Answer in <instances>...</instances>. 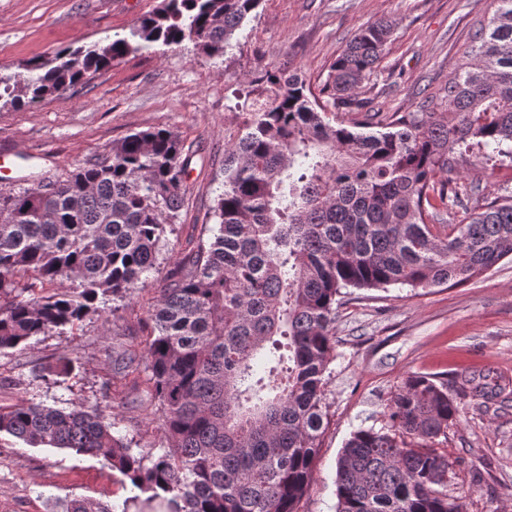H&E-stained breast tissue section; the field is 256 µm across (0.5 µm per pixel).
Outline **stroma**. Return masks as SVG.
Returning <instances> with one entry per match:
<instances>
[{
  "instance_id": "1",
  "label": "stroma",
  "mask_w": 512,
  "mask_h": 512,
  "mask_svg": "<svg viewBox=\"0 0 512 512\" xmlns=\"http://www.w3.org/2000/svg\"><path fill=\"white\" fill-rule=\"evenodd\" d=\"M162 2L0 0V74L126 34ZM492 11L490 0H261L222 57H207L188 42L155 45L112 61L64 95L0 108V192L65 179L103 161L130 132L171 130L191 150L184 206L170 237L179 255H188L211 236L224 142L243 128L236 90L285 68L319 92L352 34L387 19L394 24L391 41L360 95L371 111L408 112L454 74L474 45L477 23ZM451 179L479 182L484 195L494 197L512 191V160L481 163L467 152ZM172 268V261H162L121 317L87 319L0 353V407L24 399L56 408L98 402L110 408L117 432L133 447L165 446L158 414L113 406L124 386L112 378V348L142 341L138 319ZM65 355L73 368L60 377ZM464 371L512 379L511 259L454 288L348 289L336 313V355L325 374L328 424L299 512H336V464L345 443L358 429L388 425V405L408 375L451 382ZM460 408L442 443L451 464L448 493L461 498L464 512H512V401L495 412L466 399ZM477 472L484 476L479 485L472 482ZM130 494L102 459L0 435V512H62L72 498L119 503Z\"/></svg>"
}]
</instances>
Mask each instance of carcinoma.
I'll use <instances>...</instances> for the list:
<instances>
[{
    "label": "carcinoma",
    "mask_w": 512,
    "mask_h": 512,
    "mask_svg": "<svg viewBox=\"0 0 512 512\" xmlns=\"http://www.w3.org/2000/svg\"><path fill=\"white\" fill-rule=\"evenodd\" d=\"M259 4L164 0L125 36L0 76V107L59 96L156 43L189 41L222 57ZM492 4L477 46L412 112L371 114L358 98L391 40L388 20L360 28L336 56L324 104L299 75L265 73L263 95L243 101L244 132L224 146L212 237L175 260L141 320L143 348L112 359L115 378L146 374L168 446L132 447L98 404L0 410V433L101 457L136 491L120 504L73 499L66 512H299L326 427L342 290L452 288L512 257V194L481 205L480 185L448 181L468 141L512 158L503 149L512 144V0ZM328 104L363 118L334 125ZM110 155L53 191L0 194V353L103 316L156 270L190 156L168 129L133 132ZM63 280L73 291L43 294ZM460 379L452 395L411 374L391 399L390 425L354 432L337 461L336 512H462L438 439L462 399L489 409L511 400L512 387L482 373Z\"/></svg>",
    "instance_id": "carcinoma-1"
}]
</instances>
